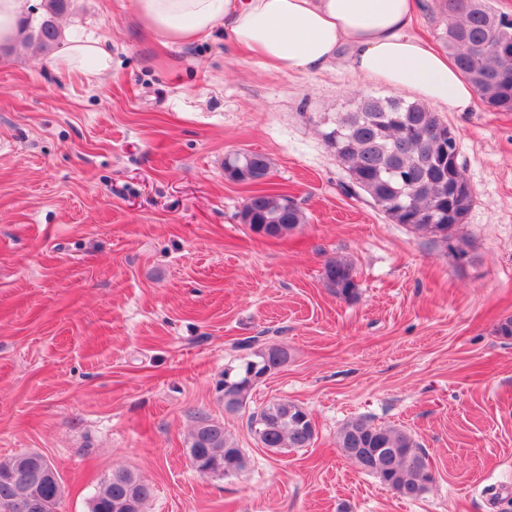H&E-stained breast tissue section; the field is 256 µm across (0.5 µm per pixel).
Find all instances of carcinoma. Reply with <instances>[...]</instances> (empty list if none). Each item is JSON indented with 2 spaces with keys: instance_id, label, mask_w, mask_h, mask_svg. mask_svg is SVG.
I'll use <instances>...</instances> for the list:
<instances>
[{
  "instance_id": "obj_1",
  "label": "carcinoma",
  "mask_w": 512,
  "mask_h": 512,
  "mask_svg": "<svg viewBox=\"0 0 512 512\" xmlns=\"http://www.w3.org/2000/svg\"><path fill=\"white\" fill-rule=\"evenodd\" d=\"M450 20L443 40L448 54L473 85L490 112H512V18L494 9L491 0H442ZM68 0H44L43 16L25 23L26 41L41 50L52 48L61 38L56 19ZM448 126L425 105L401 99L363 98L351 112L336 115L323 139L345 167L348 176L365 178L360 187L373 204L396 224L415 233L431 235L446 243L454 256L466 255L468 240L458 235L449 209L468 213L473 195L448 203V164L465 181L459 165L458 143L443 149L439 135ZM251 215L250 229L265 226L271 237H284L302 223L300 209L288 197L267 190L252 194L239 216ZM325 279L336 297L356 295L353 269L342 260L325 266ZM287 360V353L274 346L260 347L236 366L224 369V407L242 409L262 377ZM248 428L262 447L272 452L307 448L315 437L308 411L288 401H273L252 412ZM342 455L362 472L373 475L406 499L418 498L433 481L422 449L407 431L395 426H375L363 417L352 418L338 432ZM189 455L197 471L231 476L244 471L245 454L224 431V424L200 418L191 434ZM46 458L22 452L0 461V512H15L21 498L34 502L30 512H56L63 495L60 477L31 484L7 479L15 470L30 474L43 470ZM152 488L132 472L119 470L104 479L95 492L91 512H143Z\"/></svg>"
}]
</instances>
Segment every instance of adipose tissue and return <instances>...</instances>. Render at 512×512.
I'll list each match as a JSON object with an SVG mask.
<instances>
[{
	"instance_id": "ef3b65f1",
	"label": "adipose tissue",
	"mask_w": 512,
	"mask_h": 512,
	"mask_svg": "<svg viewBox=\"0 0 512 512\" xmlns=\"http://www.w3.org/2000/svg\"><path fill=\"white\" fill-rule=\"evenodd\" d=\"M141 24L163 42L191 44L223 28L239 47L275 69L319 73L349 46L351 71L451 112L476 91L454 62L411 32L416 0H134ZM91 80L112 58L94 36L69 38L51 61Z\"/></svg>"
}]
</instances>
